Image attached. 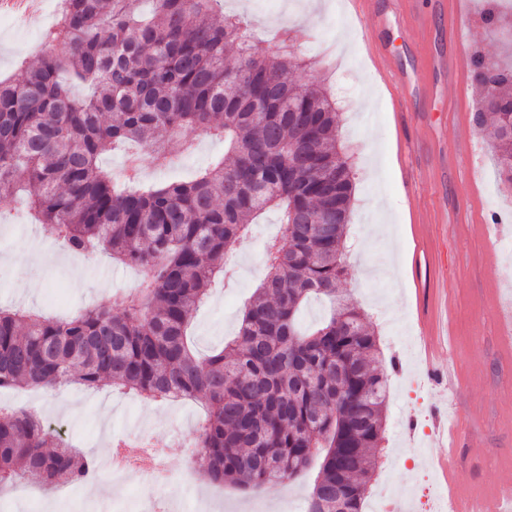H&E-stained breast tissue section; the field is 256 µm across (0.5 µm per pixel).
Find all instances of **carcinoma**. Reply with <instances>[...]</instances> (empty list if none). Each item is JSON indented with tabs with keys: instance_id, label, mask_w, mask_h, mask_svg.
I'll list each match as a JSON object with an SVG mask.
<instances>
[{
	"instance_id": "obj_1",
	"label": "carcinoma",
	"mask_w": 512,
	"mask_h": 512,
	"mask_svg": "<svg viewBox=\"0 0 512 512\" xmlns=\"http://www.w3.org/2000/svg\"><path fill=\"white\" fill-rule=\"evenodd\" d=\"M64 0L59 46L16 81L0 79V199L28 197L36 221L75 254L107 252L142 269L133 290L64 319L0 307V389L106 380L153 401L194 399L205 415L190 476L261 489L318 471L307 512H364L365 475L383 434L388 372L346 293L352 169L337 145L336 101L288 72L305 61L282 32L254 49L218 0ZM500 179L512 184V65L474 53ZM77 85L90 93L74 95ZM224 136V156L187 182L112 178L119 146L155 167L189 150L186 130ZM280 238L237 334L199 358L187 336L231 248L266 210ZM325 219L330 232L317 224ZM312 299L329 311L300 325ZM33 413L0 410V485L28 475L83 487L102 466Z\"/></svg>"
}]
</instances>
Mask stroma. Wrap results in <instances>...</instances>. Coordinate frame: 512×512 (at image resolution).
<instances>
[{"mask_svg":"<svg viewBox=\"0 0 512 512\" xmlns=\"http://www.w3.org/2000/svg\"><path fill=\"white\" fill-rule=\"evenodd\" d=\"M488 0H468V42L490 58L512 49V15L498 29L483 20ZM224 12L248 21L254 45L274 46L280 25L306 59L292 81L342 88L337 105L339 143L353 157L355 203L347 238L346 287L355 306L380 338L385 357L415 367V388L389 394L384 437L375 454L370 488L389 481L394 497L423 499L424 467L449 464L463 507L512 485V354L501 345L503 323L512 321V222L495 225L494 216L512 215V185L500 181L493 140L468 113L479 98L468 80L465 111L441 99L436 76L424 62L428 53H450V35L439 21L437 0H374L372 15L359 17L352 0H325L324 8L304 12L292 0H224ZM54 0H45L42 22L11 19L0 24V77L20 78L21 61L53 51L44 38ZM383 42L395 58L379 71L366 39ZM191 152L165 170L144 163L149 182L188 179L223 154L218 137L190 131ZM470 141L469 154L461 144ZM280 215L269 210L250 227L239 248L241 273L215 281L189 334L203 354L235 334L246 301L265 266V240L279 232ZM139 269L112 263L108 255L86 258L66 250L32 224L26 198L0 202V305L24 307L47 317L107 306L115 289L136 287ZM456 367L459 389L433 384L434 371ZM0 403L37 412L51 432L75 441L84 453L99 454L115 437L143 430L169 435L170 483L147 485L126 476L101 512H136L142 491L168 498L184 494L177 512H266V490L186 482L183 478L196 436L199 402L176 407L119 396L109 383L95 388L68 386L2 389ZM461 417L451 445L432 444L424 458L397 445L410 423L430 424L443 408ZM83 490L46 489L39 477L20 488L0 490V512H57L58 505L84 501Z\"/></svg>","mask_w":512,"mask_h":512,"instance_id":"stroma-1","label":"stroma"}]
</instances>
